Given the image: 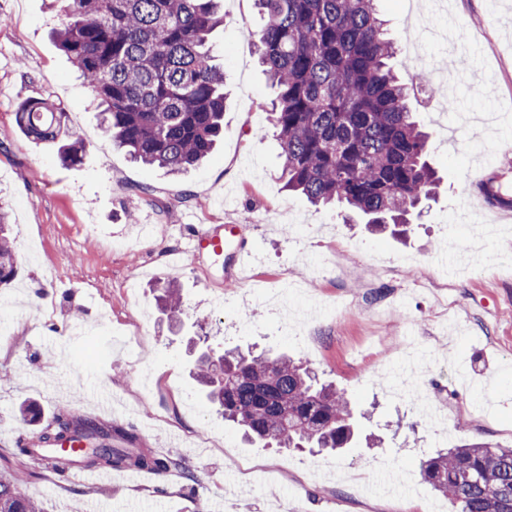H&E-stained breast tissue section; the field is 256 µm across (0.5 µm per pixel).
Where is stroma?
Instances as JSON below:
<instances>
[{"label":"stroma","mask_w":512,"mask_h":512,"mask_svg":"<svg viewBox=\"0 0 512 512\" xmlns=\"http://www.w3.org/2000/svg\"><path fill=\"white\" fill-rule=\"evenodd\" d=\"M396 43L394 68H427L452 89L418 97L441 188L405 238L373 235L336 210L283 191L268 125L275 96L254 54L253 0H222L212 35L224 69V134L211 158L174 177L105 138L94 98L52 37L47 0H0V203L19 254L0 288V468H28L25 493L46 512H454L421 475L426 456L464 442L512 447V0H378ZM46 95L87 146L58 147L19 129L22 99ZM496 222L494 238L475 225ZM242 225L250 250L226 260L185 252L184 224ZM181 288L184 311L155 289ZM77 348L62 360L64 337ZM288 354L346 395L361 442L339 455L244 441L193 377L206 350ZM112 392L110 424L136 447L185 459L158 480L110 472L96 484L29 467L16 455L40 418L66 407L95 416L72 388L75 367ZM243 457L261 469L240 484Z\"/></svg>","instance_id":"obj_1"}]
</instances>
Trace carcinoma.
Instances as JSON below:
<instances>
[{"label": "carcinoma", "instance_id": "obj_1", "mask_svg": "<svg viewBox=\"0 0 512 512\" xmlns=\"http://www.w3.org/2000/svg\"><path fill=\"white\" fill-rule=\"evenodd\" d=\"M53 35L98 101L101 127L135 161L171 173L186 171L212 152L224 125V69L212 63L209 36L224 16L216 0H59ZM376 0H255L262 25L254 46L277 89L271 124L289 191L310 203L334 206L344 221L366 220L373 231L404 226L432 198L441 180L427 160L428 135L409 109V91L433 95L424 71L404 83L391 59ZM16 121L36 141L59 146L60 161L83 160V139L65 130V112L48 98H26ZM487 198L512 206L495 178ZM18 252L9 215L0 206V286L16 272ZM177 314L178 289L158 296ZM195 379L206 399L244 437L279 448L340 453L358 430L345 394L317 380L286 355L274 358L226 351L202 354ZM62 440H90L98 455L39 456ZM134 433L60 409L52 426L20 451L55 470L182 468L180 459L134 448ZM423 478L458 512H512V448L465 443L424 459ZM25 472H0V512H45L26 496Z\"/></svg>", "mask_w": 512, "mask_h": 512}]
</instances>
